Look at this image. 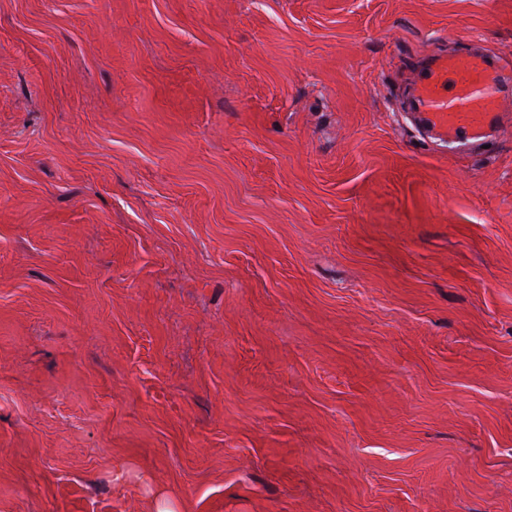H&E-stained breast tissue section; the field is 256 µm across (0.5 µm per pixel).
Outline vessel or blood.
Returning <instances> with one entry per match:
<instances>
[{
	"label": "vessel or blood",
	"instance_id": "vessel-or-blood-1",
	"mask_svg": "<svg viewBox=\"0 0 512 512\" xmlns=\"http://www.w3.org/2000/svg\"><path fill=\"white\" fill-rule=\"evenodd\" d=\"M411 106L430 128L451 140L482 137L512 97V79L481 55L434 51L411 76Z\"/></svg>",
	"mask_w": 512,
	"mask_h": 512
}]
</instances>
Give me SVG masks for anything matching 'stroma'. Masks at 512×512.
Returning a JSON list of instances; mask_svg holds the SVG:
<instances>
[{
    "label": "stroma",
    "instance_id": "stroma-1",
    "mask_svg": "<svg viewBox=\"0 0 512 512\" xmlns=\"http://www.w3.org/2000/svg\"><path fill=\"white\" fill-rule=\"evenodd\" d=\"M512 0H0V512H512ZM411 106L430 128L450 140L482 137L510 97L511 79L483 55L434 51L409 77ZM507 88V90H506Z\"/></svg>",
    "mask_w": 512,
    "mask_h": 512
}]
</instances>
